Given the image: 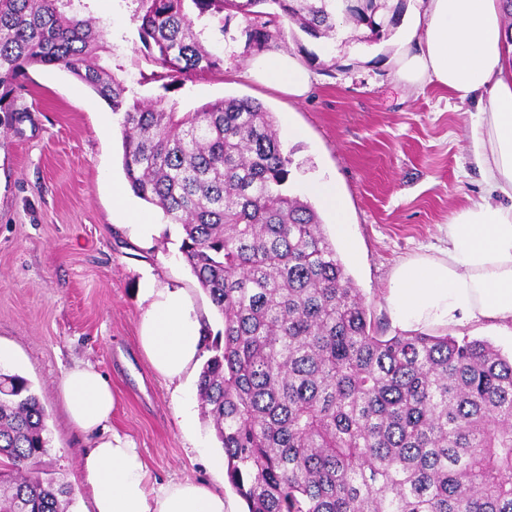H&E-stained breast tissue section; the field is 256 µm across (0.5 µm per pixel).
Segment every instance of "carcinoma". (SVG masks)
<instances>
[{
  "instance_id": "carcinoma-1",
  "label": "carcinoma",
  "mask_w": 512,
  "mask_h": 512,
  "mask_svg": "<svg viewBox=\"0 0 512 512\" xmlns=\"http://www.w3.org/2000/svg\"><path fill=\"white\" fill-rule=\"evenodd\" d=\"M82 0H0V111L28 69L60 66L120 116L135 196L181 227L179 251L223 322L204 336L203 419L247 512H512V357L491 342L384 336L315 208L288 193L291 159L273 114L222 98L182 112L167 94L224 66L196 22L240 15L247 47L341 24L374 44L405 0H132L140 50L164 94L104 68L115 55ZM45 409L0 368V512H67L43 476Z\"/></svg>"
}]
</instances>
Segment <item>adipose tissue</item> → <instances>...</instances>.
Instances as JSON below:
<instances>
[{"instance_id":"adipose-tissue-1","label":"adipose tissue","mask_w":512,"mask_h":512,"mask_svg":"<svg viewBox=\"0 0 512 512\" xmlns=\"http://www.w3.org/2000/svg\"><path fill=\"white\" fill-rule=\"evenodd\" d=\"M504 0H424L423 18L411 33L416 48L396 61V75L412 85L432 84L459 103L477 102L470 152L483 172L479 202L448 224L442 256H418L394 271L388 301L404 326H464L486 321L512 326V42ZM264 84L295 97L313 75L280 51L259 54L246 69ZM148 306L139 344L152 370L173 383L202 349L195 307L184 289L146 279ZM67 414L78 429L95 434L81 478L93 512H229L222 493L177 480L159 483L133 442L108 427L116 407L112 386L91 364H76L59 381Z\"/></svg>"}]
</instances>
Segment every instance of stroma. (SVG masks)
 Segmentation results:
<instances>
[{
	"label": "stroma",
	"instance_id": "35a3bbf8",
	"mask_svg": "<svg viewBox=\"0 0 512 512\" xmlns=\"http://www.w3.org/2000/svg\"><path fill=\"white\" fill-rule=\"evenodd\" d=\"M85 2L117 48L103 65L117 68L140 97H156L131 0ZM422 13L421 0H407L395 35L372 45L324 43L286 27L277 49L314 76L303 98L246 75L253 54L242 18L223 32L210 23L203 38L223 56L224 72L174 95L183 111L249 97L276 123L300 130L283 142L292 159L289 192L303 196L311 178L335 180L351 247L337 244L335 217L324 208L323 231L372 322L389 336L399 330L387 300L395 268L417 255L440 256L451 217L481 196L468 150L475 104L460 105L434 85L411 86L395 75V59ZM13 99L12 111L0 112V351L7 355L0 368L26 378L45 408L46 473L71 484L68 512H86L90 491L80 468L94 437L70 424L58 383L75 363H89L118 397L113 428L134 441L154 478L188 479L237 501L224 452L201 415L198 371L184 378V422L171 386L153 372L138 342L149 275L158 285L185 289L210 332L223 323L181 257L178 227L163 221L136 237L116 213L112 187L126 182L116 115L61 68H31Z\"/></svg>",
	"mask_w": 512,
	"mask_h": 512
}]
</instances>
